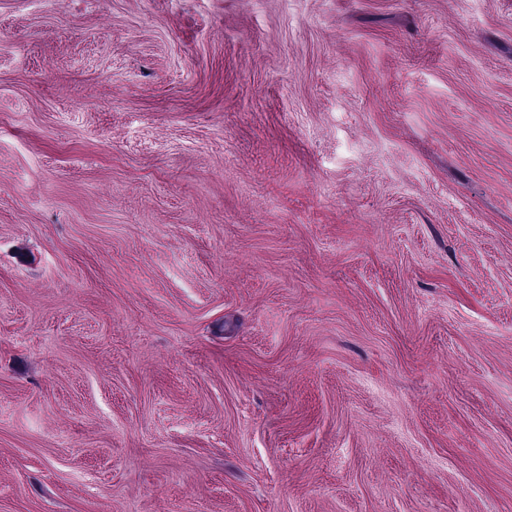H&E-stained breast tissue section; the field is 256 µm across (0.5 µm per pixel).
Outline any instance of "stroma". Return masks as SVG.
I'll list each match as a JSON object with an SVG mask.
<instances>
[{"instance_id":"1","label":"stroma","mask_w":512,"mask_h":512,"mask_svg":"<svg viewBox=\"0 0 512 512\" xmlns=\"http://www.w3.org/2000/svg\"><path fill=\"white\" fill-rule=\"evenodd\" d=\"M0 512H512V0H0Z\"/></svg>"}]
</instances>
